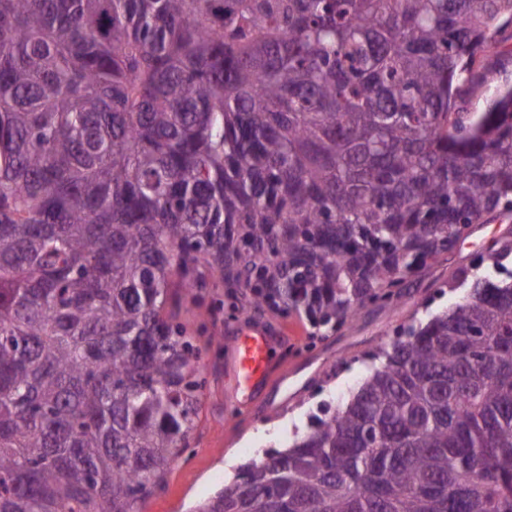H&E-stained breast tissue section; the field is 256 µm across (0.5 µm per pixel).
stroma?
Here are the masks:
<instances>
[{
    "label": "stroma",
    "mask_w": 512,
    "mask_h": 512,
    "mask_svg": "<svg viewBox=\"0 0 512 512\" xmlns=\"http://www.w3.org/2000/svg\"><path fill=\"white\" fill-rule=\"evenodd\" d=\"M496 235L495 222L486 223L482 231L461 240L447 262L414 284L397 307L371 311L351 329L321 340L311 339L309 325L297 317L247 310L251 319L286 329L289 354L308 364L288 383L273 384L263 401L265 414L260 419L250 411L232 413L228 405V364L222 336L226 325L236 322L237 317L222 304L223 288L210 283L201 294L200 307L180 313L181 319L214 339L202 358L206 386L197 427L189 448L172 462L164 488L147 501L144 512H192L196 504L219 493L261 450L288 445L294 429L304 426L308 413L320 404L338 407L368 372L363 353L387 340L395 328L409 324L412 317L441 312L458 301L464 288L440 296L436 293L438 284L455 268L471 265Z\"/></svg>",
    "instance_id": "1"
}]
</instances>
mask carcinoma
Instances as JSON below:
<instances>
[{
    "instance_id": "cac0c4a2",
    "label": "carcinoma",
    "mask_w": 512,
    "mask_h": 512,
    "mask_svg": "<svg viewBox=\"0 0 512 512\" xmlns=\"http://www.w3.org/2000/svg\"><path fill=\"white\" fill-rule=\"evenodd\" d=\"M512 0H0V512H140L205 275L351 327L512 217ZM512 254V230L482 261ZM199 512H512V283L414 320ZM500 63L493 58L488 60L490 72L487 74V82L478 85L466 98L465 108L467 112H482L485 110L487 100L497 90L512 86V60L511 64L505 61L506 69H501Z\"/></svg>"
}]
</instances>
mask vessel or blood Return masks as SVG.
<instances>
[{
	"instance_id": "vessel-or-blood-1",
	"label": "vessel or blood",
	"mask_w": 512,
	"mask_h": 512,
	"mask_svg": "<svg viewBox=\"0 0 512 512\" xmlns=\"http://www.w3.org/2000/svg\"><path fill=\"white\" fill-rule=\"evenodd\" d=\"M225 336L231 406L255 405L273 382L290 376V369L280 358L286 340L281 327L247 320L227 329Z\"/></svg>"
}]
</instances>
